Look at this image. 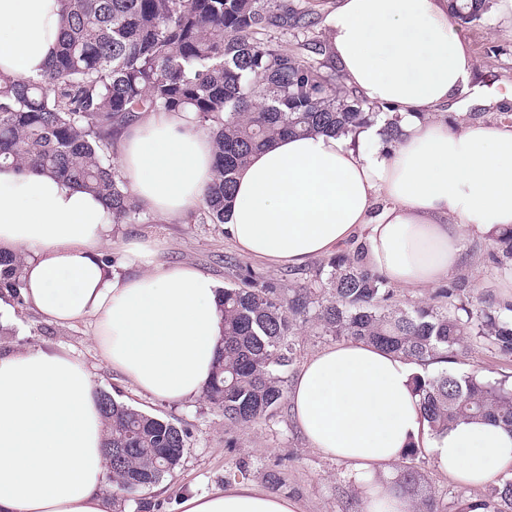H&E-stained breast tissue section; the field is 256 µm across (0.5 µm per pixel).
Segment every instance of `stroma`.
<instances>
[{"label":"stroma","mask_w":512,"mask_h":512,"mask_svg":"<svg viewBox=\"0 0 512 512\" xmlns=\"http://www.w3.org/2000/svg\"><path fill=\"white\" fill-rule=\"evenodd\" d=\"M459 31L475 60V84L502 99L498 105L471 108L469 115L474 119L503 120L505 114L512 113V106L507 103L512 97V19L500 14L498 0H489L481 20L460 25ZM110 238L112 243L103 252L112 258L113 269L125 276L137 274L138 269L127 265L116 245L135 240L156 242L158 260L195 267L222 288L233 282L227 268L231 262L285 289L309 284L319 265L315 259L305 266L291 267L245 257L226 235L223 225L203 224L192 215L180 222L156 218L146 224H116ZM493 245V238L467 235L465 261L457 273L467 278L474 296L489 293L499 301L512 303V274L504 273L486 257ZM9 327L10 335L0 338V344L9 351L64 347L86 362L98 390L146 413L167 418L187 431L183 458L172 477L138 493L139 499L150 503L149 512H180L178 505L184 494L212 493L241 482L294 498L303 512H366V492L355 483L348 465L309 448L288 404H281L273 418L231 426L204 397L169 402L136 390L101 360L90 322L56 325L24 306L11 309ZM294 343V362L280 373L287 389L305 361L334 345L335 340L318 335L314 326L307 324L299 330ZM450 369L463 375L475 372L494 381L512 376V356L468 340ZM412 465L447 512H454L461 500L480 498L488 492L484 485L472 487L448 480L437 469L429 450H422Z\"/></svg>","instance_id":"obj_1"}]
</instances>
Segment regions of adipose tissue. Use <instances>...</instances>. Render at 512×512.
Wrapping results in <instances>:
<instances>
[{"mask_svg":"<svg viewBox=\"0 0 512 512\" xmlns=\"http://www.w3.org/2000/svg\"><path fill=\"white\" fill-rule=\"evenodd\" d=\"M64 9V0H0V74L46 69ZM326 26L346 87L391 108L401 137L387 142L382 116L353 132L276 140L237 174L224 230L244 256L302 266L365 225L370 269L401 288L430 287L463 262L467 230L512 226V124L438 120L479 95L448 0H338ZM117 166L141 209L182 220L213 177L211 137L191 113L148 112L125 131ZM111 227V210L94 194L45 173L0 169V247L26 256L27 304L59 325L92 320L101 358L138 390L198 397L223 331L217 282L157 263L155 244L142 241L123 246L142 273H113L101 255ZM418 371L402 356L344 340L311 356L288 394L309 447L371 485L367 512H410L388 476L412 445L460 483L512 471V432L497 424L461 420L429 431L412 393ZM103 439L83 360L56 348L0 356V512H112ZM180 508L301 512L251 483L184 495Z\"/></svg>","mask_w":512,"mask_h":512,"instance_id":"ef3b65f1","label":"adipose tissue"}]
</instances>
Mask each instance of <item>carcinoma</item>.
Here are the masks:
<instances>
[{
	"label": "carcinoma",
	"instance_id": "cac0c4a2",
	"mask_svg": "<svg viewBox=\"0 0 512 512\" xmlns=\"http://www.w3.org/2000/svg\"><path fill=\"white\" fill-rule=\"evenodd\" d=\"M55 55L32 77L0 75V167L42 171L83 188L112 211L115 224L149 223L119 176L124 131L152 110L194 113L209 130L214 177L200 222L228 220L238 169L255 151L292 134L331 133L368 125L379 113L340 90L336 66L315 35L316 18L300 0H65ZM464 24L481 18L486 0H448ZM488 254L512 269V227ZM25 254L0 249V299L26 305ZM221 291L224 332L206 401L230 425L269 419L284 399L279 371L295 355L293 336L314 321L325 336L362 340L422 369L413 379L431 431L467 419L492 420L512 431V383L458 376L450 364L466 338L512 355V305L475 306L461 277L440 304L402 308L393 289L360 258L337 254L310 285L284 293L256 276ZM104 454L113 512H125L139 490L178 467L186 432L99 393ZM414 512H443L403 475ZM485 512H512V479L480 498Z\"/></svg>",
	"mask_w": 512,
	"mask_h": 512
}]
</instances>
